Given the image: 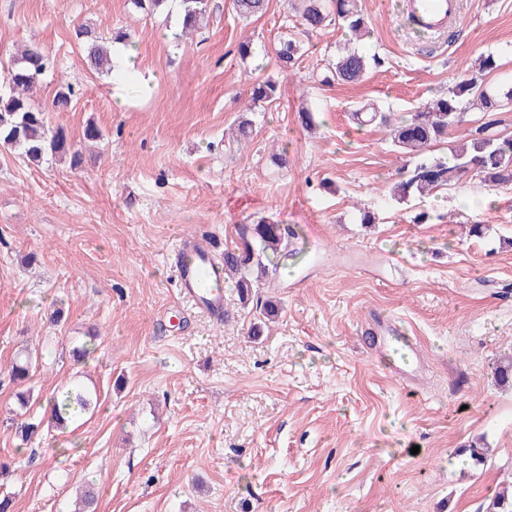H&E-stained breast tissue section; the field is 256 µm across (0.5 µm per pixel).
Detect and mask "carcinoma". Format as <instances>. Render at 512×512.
<instances>
[{
  "instance_id": "cac0c4a2",
  "label": "carcinoma",
  "mask_w": 512,
  "mask_h": 512,
  "mask_svg": "<svg viewBox=\"0 0 512 512\" xmlns=\"http://www.w3.org/2000/svg\"><path fill=\"white\" fill-rule=\"evenodd\" d=\"M235 12L244 19L261 17L268 0H233ZM183 21L181 30H194L207 11V0H181ZM301 25L308 31H317L333 22L341 29L361 37L369 35L368 22L359 11L357 0H298L296 6ZM78 38L86 39L87 59L99 73L113 70L109 40L103 39L87 27L78 29ZM301 56L300 45L292 38L282 37L275 47V61L283 71H292ZM49 64L40 48L31 44L10 64L0 66V144L20 151L27 161L40 163L47 156L68 155L71 166L78 169L83 153L75 149L62 129L48 125L43 109L30 102V91ZM369 68V58L353 49L338 56L327 67L321 82L330 85L360 81ZM498 68L494 56L481 59L469 78L448 87V91L430 102L395 118L394 113L375 107L357 108L352 113L359 125L376 123L385 128L391 145L413 161L392 185L390 194L398 202L422 199L429 193L459 183L470 175L481 178L489 186L512 187V136L498 133L502 123L498 118L504 106L512 104V87L491 90L486 76ZM77 82L63 83L52 101V107H68L76 97ZM281 97L278 82L268 78L253 85L246 111L270 105ZM469 106H475L482 116L463 141L451 149V157L442 160L432 156L438 143L448 138L454 129L466 122ZM238 241L224 250V274L237 277L236 286L241 304L247 305L253 288L277 273L264 263L268 254L281 252L285 244L286 228L264 218L252 224L237 225ZM278 315L277 305L271 301L259 308L251 332L257 335L263 326ZM98 398L79 384H68L60 398L54 401L52 417L56 426L97 405ZM485 512H512V493L504 490L492 496Z\"/></svg>"
}]
</instances>
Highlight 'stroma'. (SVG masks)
I'll list each match as a JSON object with an SVG mask.
<instances>
[{"label": "stroma", "instance_id": "obj_1", "mask_svg": "<svg viewBox=\"0 0 512 512\" xmlns=\"http://www.w3.org/2000/svg\"><path fill=\"white\" fill-rule=\"evenodd\" d=\"M360 6L371 34L358 48L378 62L360 83L325 85L349 36L305 32L286 0L251 21L209 0L190 37L176 15L129 0H0V60L41 45L51 66L33 101L88 158L80 170L34 165L0 146V458L27 454L0 477L15 512H73L86 480L98 512H484L512 483V388L494 375L512 354V188L474 177L397 202L402 156L382 129L351 119L366 103L410 112L490 53L501 67L488 82L512 86V0H459L445 32L417 38L402 0ZM81 25L129 32L139 69L157 76L151 90L92 73ZM284 36L302 47L287 74L274 59ZM64 74L82 92L56 111ZM267 77L282 96L236 143L250 87ZM302 107L314 128L298 122ZM90 123L103 132L93 143ZM284 149L291 162L276 167ZM364 210L376 223L361 224ZM421 212L428 221L415 223ZM262 217L294 231L308 257L278 258L255 290L279 317L254 338L255 308L233 283L219 323L178 296L173 264L180 239L222 248ZM377 319L421 348L430 371L419 390L364 348ZM91 329L101 345L75 361ZM25 354L34 398L23 406L9 368ZM67 380L99 401L63 431L50 404ZM32 417L41 429L21 443L16 429ZM473 443L489 449L485 467L459 456Z\"/></svg>", "mask_w": 512, "mask_h": 512}]
</instances>
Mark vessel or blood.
I'll return each instance as SVG.
<instances>
[{"label":"vessel or blood","instance_id":"1","mask_svg":"<svg viewBox=\"0 0 512 512\" xmlns=\"http://www.w3.org/2000/svg\"><path fill=\"white\" fill-rule=\"evenodd\" d=\"M406 12L419 29L438 33L458 15V0H407ZM176 279L179 292L213 318L224 313V260L215 255L205 240H186L176 249ZM376 353L391 357L393 374L405 385L417 384L426 365L417 345L400 329L379 322L372 328Z\"/></svg>","mask_w":512,"mask_h":512}]
</instances>
